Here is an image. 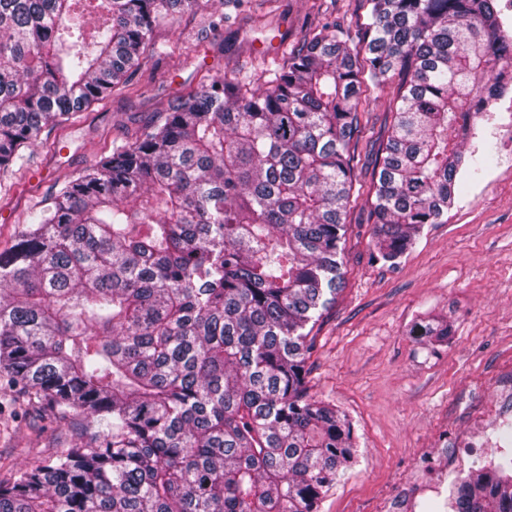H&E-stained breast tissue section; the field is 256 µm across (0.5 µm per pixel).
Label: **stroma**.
Here are the masks:
<instances>
[{
    "label": "stroma",
    "instance_id": "stroma-1",
    "mask_svg": "<svg viewBox=\"0 0 512 512\" xmlns=\"http://www.w3.org/2000/svg\"><path fill=\"white\" fill-rule=\"evenodd\" d=\"M274 24L286 43L333 14L356 22L361 0H273ZM201 21L186 11L174 27L154 33L156 52L132 89L115 93L59 127L45 129L22 165L0 180V252L27 227L30 211L49 204L58 183L140 136L150 119L175 106L207 76L257 61L264 34L248 26L212 31L190 49ZM369 96L355 145V193L343 246L344 278L336 300L311 334L307 388L351 419L359 436L355 465L323 499L320 512H389L398 501L431 489L451 496L455 483L478 463L499 460L496 448L469 445L477 419H512V401L497 391L512 376V170L501 167V148L476 127L466 153L483 161L481 175H462L463 190L443 223L426 225L400 263L371 254L366 222L378 139L392 120L396 94ZM497 170L499 180L483 174ZM432 317L450 319L452 333L439 342L410 335ZM78 415L30 414L16 421L0 413V480L35 456H47L83 429Z\"/></svg>",
    "mask_w": 512,
    "mask_h": 512
}]
</instances>
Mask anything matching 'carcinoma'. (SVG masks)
I'll return each instance as SVG.
<instances>
[{
    "instance_id": "carcinoma-1",
    "label": "carcinoma",
    "mask_w": 512,
    "mask_h": 512,
    "mask_svg": "<svg viewBox=\"0 0 512 512\" xmlns=\"http://www.w3.org/2000/svg\"><path fill=\"white\" fill-rule=\"evenodd\" d=\"M203 29L254 22L250 0ZM260 66L211 75L66 179L0 252V378L86 428L0 481V512H319L353 424L307 393L342 279L364 89L400 77L369 205L398 262L456 197L458 138L512 83L496 0H365ZM200 0H0V175L43 128L129 87L159 26ZM417 336L444 340L446 322ZM454 512H512V467L473 469Z\"/></svg>"
}]
</instances>
